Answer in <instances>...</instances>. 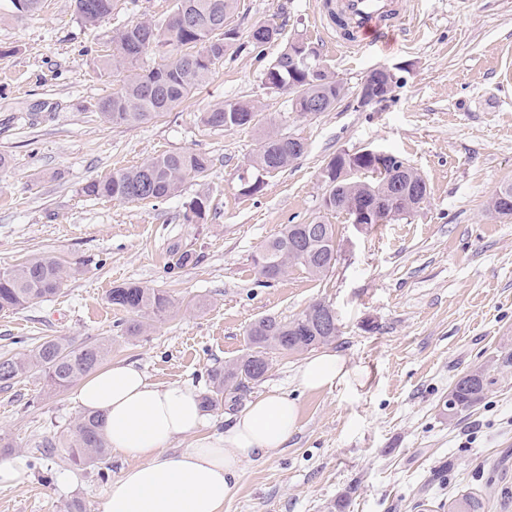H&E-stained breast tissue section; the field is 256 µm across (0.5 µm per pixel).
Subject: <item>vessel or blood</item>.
Wrapping results in <instances>:
<instances>
[{"label":"vessel or blood","instance_id":"1","mask_svg":"<svg viewBox=\"0 0 512 512\" xmlns=\"http://www.w3.org/2000/svg\"><path fill=\"white\" fill-rule=\"evenodd\" d=\"M335 8L348 30L338 40L341 47L384 49L403 31L400 0H336Z\"/></svg>","mask_w":512,"mask_h":512}]
</instances>
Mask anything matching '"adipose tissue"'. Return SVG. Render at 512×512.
Here are the masks:
<instances>
[{"label": "adipose tissue", "mask_w": 512, "mask_h": 512, "mask_svg": "<svg viewBox=\"0 0 512 512\" xmlns=\"http://www.w3.org/2000/svg\"><path fill=\"white\" fill-rule=\"evenodd\" d=\"M354 374L342 354L324 350L302 362L297 383L332 390ZM72 399L101 413L113 453L133 460L109 485L101 512H224L245 468L283 448L298 422L296 402L275 390L232 416L223 434L199 436L207 415L195 388L153 382L124 362L86 378ZM183 438L188 446L175 449Z\"/></svg>", "instance_id": "ef3b65f1"}]
</instances>
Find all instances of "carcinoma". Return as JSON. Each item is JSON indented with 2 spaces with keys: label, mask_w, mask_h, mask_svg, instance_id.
<instances>
[{
  "label": "carcinoma",
  "mask_w": 512,
  "mask_h": 512,
  "mask_svg": "<svg viewBox=\"0 0 512 512\" xmlns=\"http://www.w3.org/2000/svg\"><path fill=\"white\" fill-rule=\"evenodd\" d=\"M118 0H74L81 21L96 26L112 15ZM236 0H174L172 8L159 20H143L115 29L112 53L102 60V70L121 73L119 88L99 104L102 117L114 125H136L150 121L180 105L192 90L211 73L212 65L224 58L239 39L236 28H225L235 10ZM279 29L255 25L249 41L264 46ZM297 42L287 44L264 73V83L274 91L292 90L295 106L307 111L314 101L323 104V111L336 104L339 90L336 78L322 70L314 80L302 66L290 67ZM149 53L165 58L158 66L143 67L140 60ZM156 88L149 94L148 87ZM258 110L251 104L230 102L203 113L201 123L214 130H231L257 123ZM305 143L279 132L262 134L249 164V174L279 172L292 163L290 155H303ZM341 166L331 161L322 174L324 187L330 188L333 199L324 206L336 210V178ZM209 170V160L192 152H167L130 169L94 180L83 187V193L94 198L124 202L159 200L181 191L190 178L202 179ZM305 225L288 224L270 240L264 249L275 256L277 264L259 267L269 280L285 275L290 267L304 269L320 278L333 268L331 242L336 239L335 225H330L328 242L314 250L297 252L293 244L303 234ZM75 271L59 261L34 256L11 268L0 270V312L22 309L36 300L52 297L67 285ZM109 299L112 305L135 316L124 327L127 336H140L147 328L143 319L163 316L175 311L176 304L166 292L135 284L117 286ZM327 310L316 302L297 316L281 320L266 316L252 322L246 331L247 352L222 369L208 372L209 389L204 397L206 407L224 402V394H233L250 382L262 380L269 370V357L275 351L303 352L336 340L338 331L321 325ZM111 351V344L102 340L77 343L67 337L47 339L26 353L0 356V385L10 386L20 379L37 375L46 387L61 390L95 372ZM488 382L481 369L459 377L450 392L448 415H455L481 402ZM108 442L103 421L98 414L79 417L62 441L48 442L36 449L42 457L57 456L61 461L80 468L90 466L105 456ZM473 504V512H481L483 503L472 493H465L448 502V512H464L460 504Z\"/></svg>",
  "instance_id": "obj_1"
}]
</instances>
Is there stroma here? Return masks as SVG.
<instances>
[{
  "label": "stroma",
  "mask_w": 512,
  "mask_h": 512,
  "mask_svg": "<svg viewBox=\"0 0 512 512\" xmlns=\"http://www.w3.org/2000/svg\"><path fill=\"white\" fill-rule=\"evenodd\" d=\"M318 0H237L232 23L247 38L260 20L280 29L261 50L230 51L189 98L135 126L105 122L99 102L115 77L100 74L116 25L160 16L173 0H119L112 18L85 25L73 0L17 10L0 0V270L33 255L75 268L56 296L0 312V355L44 339H106L108 362L138 363L156 382L207 392L209 370L247 349L256 319H289L322 301L336 313L330 347L362 371L331 391L298 387L304 353L276 352L265 378L208 412V434L270 389L299 409L295 433L273 457L249 465L224 512H448L450 498L475 492L483 512H512V218L488 202L512 180V0H403L405 39L389 53L349 57L316 31ZM314 46L344 87L335 109L302 114L291 96L266 88L263 73L288 42ZM386 64L396 84L384 101L361 106L367 73ZM252 102L260 127L213 131L203 112ZM302 139L306 153L246 196L238 174L261 128ZM376 148L426 180V203L406 218L362 228L322 206L321 173L337 152ZM208 157L205 180L180 195L123 203L83 186L166 152ZM206 200L186 223L191 200ZM335 225L337 261L316 279L301 269L269 281L254 259L285 225ZM192 254L171 268L173 244ZM168 292L178 309L151 318L147 333L122 334L128 315L116 286ZM484 368L489 391L449 416L455 381ZM81 410L70 390L45 392L39 377L0 389V434L23 478L0 485V512H60L82 500L100 512L123 467L105 456L76 470L33 461L31 448L72 429Z\"/></svg>",
  "instance_id": "1"
}]
</instances>
